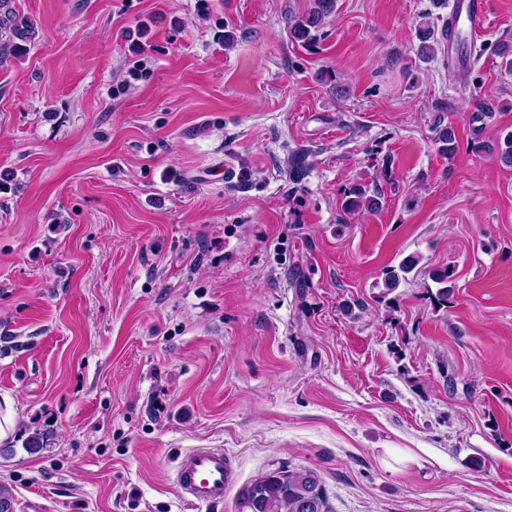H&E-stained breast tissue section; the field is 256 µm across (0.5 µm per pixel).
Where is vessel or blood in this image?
<instances>
[{
    "label": "vessel or blood",
    "instance_id": "vessel-or-blood-1",
    "mask_svg": "<svg viewBox=\"0 0 512 512\" xmlns=\"http://www.w3.org/2000/svg\"><path fill=\"white\" fill-rule=\"evenodd\" d=\"M452 18L463 22L467 35L478 38L488 27V0H455ZM231 480L224 452L215 448L190 449L179 457L172 475L178 495L193 504L223 502Z\"/></svg>",
    "mask_w": 512,
    "mask_h": 512
}]
</instances>
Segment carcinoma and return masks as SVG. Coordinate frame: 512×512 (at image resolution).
I'll return each instance as SVG.
<instances>
[{
    "mask_svg": "<svg viewBox=\"0 0 512 512\" xmlns=\"http://www.w3.org/2000/svg\"><path fill=\"white\" fill-rule=\"evenodd\" d=\"M335 0H313V6L304 14L290 21L291 41L305 46L311 44L314 33L323 27L326 18L334 11ZM36 37L33 22L19 16L13 10L12 0H0V65L8 60L19 59L28 51ZM417 38L420 55L434 52L435 29L428 22L418 28ZM439 151L452 155L458 149L453 129L445 126L438 130ZM343 206L355 213L363 208L376 211L380 198L369 196L360 186L344 192ZM418 258H405L398 267L387 270L384 285L391 293L399 287L405 275L415 269ZM455 271L451 267L437 268L431 272L432 281L438 285L435 299L443 304L453 291ZM236 512H329L325 491L319 477L311 470L272 471L244 485L237 493Z\"/></svg>",
    "mask_w": 512,
    "mask_h": 512,
    "instance_id": "cac0c4a2",
    "label": "carcinoma"
}]
</instances>
